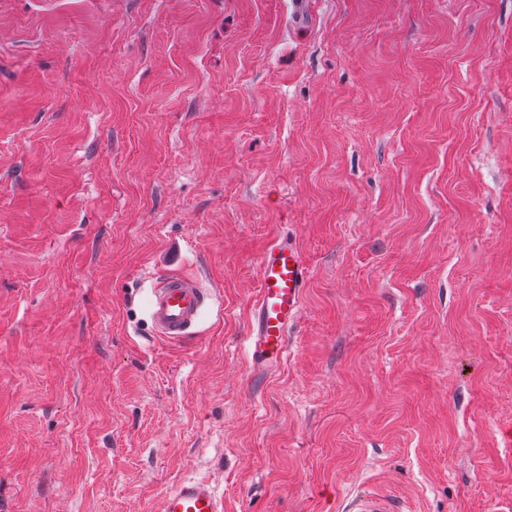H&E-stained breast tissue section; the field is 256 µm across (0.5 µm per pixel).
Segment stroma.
I'll return each mask as SVG.
<instances>
[{
  "instance_id": "35a3bbf8",
  "label": "stroma",
  "mask_w": 512,
  "mask_h": 512,
  "mask_svg": "<svg viewBox=\"0 0 512 512\" xmlns=\"http://www.w3.org/2000/svg\"><path fill=\"white\" fill-rule=\"evenodd\" d=\"M509 428L512 0H0V512H512ZM260 288L252 305L248 342L249 364L254 376H262L288 354V332L302 306L308 268L299 251L280 237L260 255ZM151 321L161 338L178 341L190 334L211 298L195 277L169 276L152 288ZM224 505L205 481L186 479L164 495L161 512H223Z\"/></svg>"
}]
</instances>
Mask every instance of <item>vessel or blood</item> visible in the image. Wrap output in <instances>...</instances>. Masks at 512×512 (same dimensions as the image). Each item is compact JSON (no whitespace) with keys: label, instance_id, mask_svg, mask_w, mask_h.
<instances>
[{"label":"vessel or blood","instance_id":"obj_1","mask_svg":"<svg viewBox=\"0 0 512 512\" xmlns=\"http://www.w3.org/2000/svg\"><path fill=\"white\" fill-rule=\"evenodd\" d=\"M260 288L252 305L248 342L253 375H263L288 354V332L302 306L308 268L299 251L280 237L260 255ZM151 321L161 338L178 341L195 326L211 298L198 279L169 276L152 290ZM161 512H224L222 500L204 481L186 479L167 492Z\"/></svg>","mask_w":512,"mask_h":512}]
</instances>
